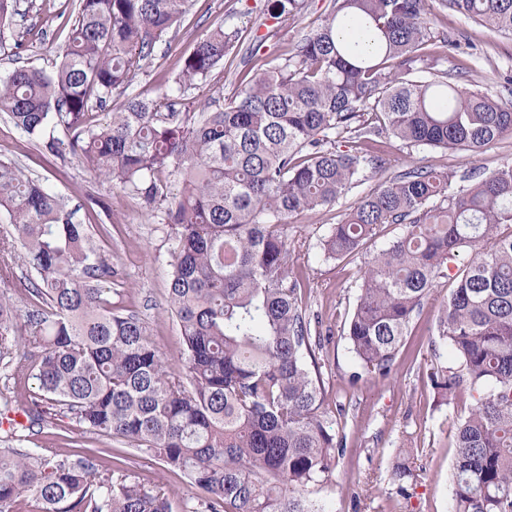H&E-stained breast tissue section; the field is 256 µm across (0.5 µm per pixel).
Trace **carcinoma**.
I'll use <instances>...</instances> for the list:
<instances>
[{
	"instance_id": "carcinoma-1",
	"label": "carcinoma",
	"mask_w": 512,
	"mask_h": 512,
	"mask_svg": "<svg viewBox=\"0 0 512 512\" xmlns=\"http://www.w3.org/2000/svg\"><path fill=\"white\" fill-rule=\"evenodd\" d=\"M193 0H77L52 71L0 72V113L42 149L71 154L129 190L170 225L168 305L183 342L175 370L148 324L112 302V263L64 199L0 159V365L17 388L29 379V426L59 411L83 434L111 436L185 475L197 491L190 512H318L306 497L344 456L346 435L323 406L307 358L324 347L291 276L290 219L331 207L365 177L376 186L323 238L327 259L358 254L385 224L402 232L361 271L356 307L342 334L359 366L350 382L389 379L435 282L455 287L439 308L428 374L440 406L468 390L456 417L448 471L452 512H512V162L455 173L413 165L388 174L378 140L465 151L476 157L512 135L503 101L438 70L453 48L437 41L426 0H331L325 21L280 61L254 64L237 94L216 110L211 72L238 40L219 25L184 59L156 100L129 92L155 45ZM512 36V0H440ZM305 0H267L274 20L293 23ZM17 0H0V49L17 33ZM365 22L375 51L336 41L341 23ZM204 96L176 110L188 89ZM127 94L108 120L112 94ZM370 148H339L340 140ZM182 188L169 197L160 175ZM471 253L468 263L457 258ZM37 274L14 285L16 255ZM36 302L26 311L18 303ZM454 363L448 364V355ZM409 496L416 469L398 456L390 470ZM170 512L169 490L99 471L95 450L73 460L58 449L0 448V512Z\"/></svg>"
}]
</instances>
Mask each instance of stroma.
<instances>
[{
    "instance_id": "35a3bbf8",
    "label": "stroma",
    "mask_w": 512,
    "mask_h": 512,
    "mask_svg": "<svg viewBox=\"0 0 512 512\" xmlns=\"http://www.w3.org/2000/svg\"><path fill=\"white\" fill-rule=\"evenodd\" d=\"M308 8L295 23H278L265 13V0H194L190 12L158 42L152 60L140 75L136 91L143 98H156L166 81L179 71L182 61L206 31L222 23L239 29L237 49L211 75V85L232 96L240 74L247 72L255 57H279L304 34L324 22L330 0H307ZM72 0H20V23L28 30L21 56L0 53V71L16 61L51 68L55 47L67 37L59 27L60 13L70 11ZM435 35H444L458 45L444 67L463 72L462 86L512 98V38L489 31L482 25L430 6ZM393 171L411 165L439 171H464L472 166L494 170L512 162V136L488 147L480 156L423 146H406L391 140L382 145ZM17 161L31 178L40 180L64 197L79 224L105 225L106 234L96 243L112 261V287L117 303L136 311L148 322L152 339L168 364L180 368L182 342L167 305L170 261L175 241L169 225L158 213L144 208L139 198L113 186L85 168L70 155L55 157L42 151L34 139L16 129L0 114V159ZM367 180L353 188L335 206L292 219L288 235L293 249L292 274L305 283L303 303L317 319L330 342L316 356L310 372L319 379L327 408L343 405L346 415L340 425L347 437V452L327 480L311 488L310 495L325 512H449L451 489L448 470L454 457V428L443 411L433 407V391L427 379L430 362L428 330L435 323L438 302L447 297L452 284L441 278L433 299L407 338V364L393 379L366 378L351 383L357 366L341 334L357 297L356 281L365 261L400 234L398 226L386 228L355 257L325 259L320 242L330 225L341 222L365 193L374 188ZM97 451L102 472L127 474L142 483H161L170 491L171 512H187L193 495L183 475L156 457L129 449L117 460V443L107 436L88 442ZM412 451L419 470L411 497L391 494L389 471L399 449Z\"/></svg>"
}]
</instances>
